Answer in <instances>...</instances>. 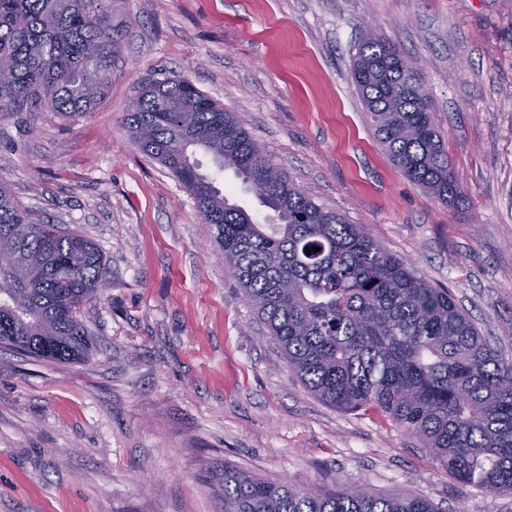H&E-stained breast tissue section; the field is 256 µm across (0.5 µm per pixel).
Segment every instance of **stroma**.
Returning a JSON list of instances; mask_svg holds the SVG:
<instances>
[{
  "label": "stroma",
  "instance_id": "stroma-1",
  "mask_svg": "<svg viewBox=\"0 0 512 512\" xmlns=\"http://www.w3.org/2000/svg\"><path fill=\"white\" fill-rule=\"evenodd\" d=\"M124 23L108 95L75 118L0 119L17 204L92 239L107 282L90 359L0 348V512H224L233 465L340 481L438 512H512L394 425L321 402L288 370L193 197L123 123L139 85L191 81L314 201L448 288L512 359V0H108ZM420 69L459 207L392 163L351 80L366 22Z\"/></svg>",
  "mask_w": 512,
  "mask_h": 512
}]
</instances>
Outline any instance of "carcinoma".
<instances>
[{
  "label": "carcinoma",
  "instance_id": "1",
  "mask_svg": "<svg viewBox=\"0 0 512 512\" xmlns=\"http://www.w3.org/2000/svg\"><path fill=\"white\" fill-rule=\"evenodd\" d=\"M121 35L104 0H0V117L72 118L106 97ZM352 81L393 164L442 203L462 192L420 76L375 33L358 44ZM125 125L192 195L216 252L243 288L288 370L328 406L390 421L457 481L512 490V360L481 336L451 291L418 275L359 224L316 204L237 118L184 79L143 84ZM231 169L264 224L229 203L196 154ZM318 251H312V248ZM105 286V260L84 235L15 202L0 177V345L82 363L93 345L81 308ZM224 512H436L417 496L358 485L296 489L224 466Z\"/></svg>",
  "mask_w": 512,
  "mask_h": 512
}]
</instances>
